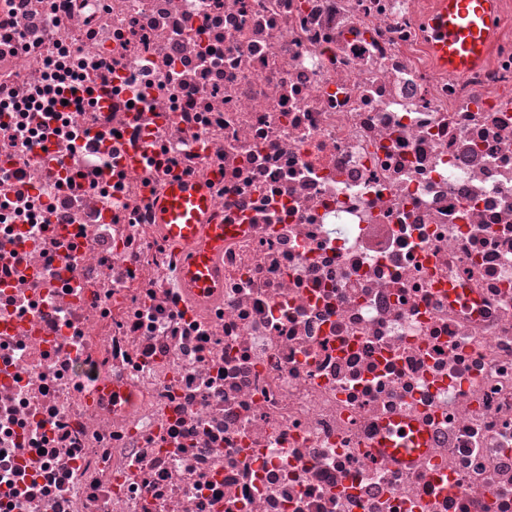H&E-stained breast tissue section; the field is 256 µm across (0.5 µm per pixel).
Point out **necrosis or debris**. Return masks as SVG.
<instances>
[{"label": "necrosis or debris", "instance_id": "1", "mask_svg": "<svg viewBox=\"0 0 512 512\" xmlns=\"http://www.w3.org/2000/svg\"><path fill=\"white\" fill-rule=\"evenodd\" d=\"M436 6L0 0V512H512V35ZM496 0H440L429 19L432 47L442 68L463 76L478 67L495 32ZM160 224L171 237L191 241L210 210L207 193L190 183L174 184L157 204ZM380 448H386L391 454L394 453L398 457L408 460L410 456L415 455L421 448H425V436L419 431L413 430V434L409 435L404 443H397L389 437H385L381 442Z\"/></svg>", "mask_w": 512, "mask_h": 512}]
</instances>
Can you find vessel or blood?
<instances>
[{
    "mask_svg": "<svg viewBox=\"0 0 512 512\" xmlns=\"http://www.w3.org/2000/svg\"><path fill=\"white\" fill-rule=\"evenodd\" d=\"M496 0H440L439 10L429 19L432 47L442 68L463 76L484 60L486 46L495 32ZM161 223L171 237L192 240L210 210L207 193L192 184H174L157 204ZM383 448L401 458L415 455L425 446V437L413 433L401 443L384 439Z\"/></svg>",
    "mask_w": 512,
    "mask_h": 512,
    "instance_id": "vessel-or-blood-1",
    "label": "vessel or blood"
}]
</instances>
